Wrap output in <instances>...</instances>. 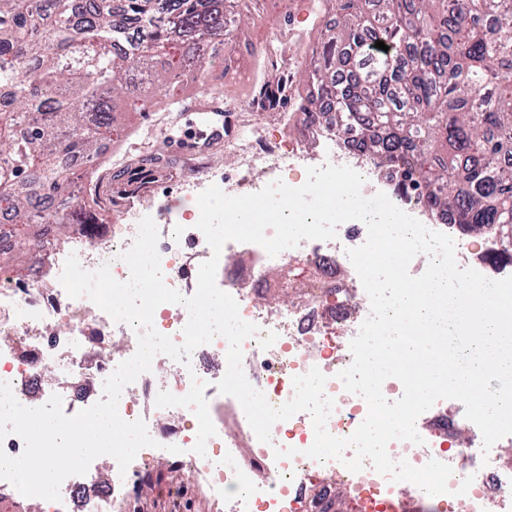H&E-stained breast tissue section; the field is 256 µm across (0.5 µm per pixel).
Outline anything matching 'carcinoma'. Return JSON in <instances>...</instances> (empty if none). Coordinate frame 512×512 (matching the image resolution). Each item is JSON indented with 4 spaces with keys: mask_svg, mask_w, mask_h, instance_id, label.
Masks as SVG:
<instances>
[{
    "mask_svg": "<svg viewBox=\"0 0 512 512\" xmlns=\"http://www.w3.org/2000/svg\"><path fill=\"white\" fill-rule=\"evenodd\" d=\"M334 2L305 112H336L335 136L358 133L396 189L512 249V177L500 171L512 137L491 135L512 130V0ZM240 25L218 0H124L119 15L112 0H0V209L19 247L46 248L43 223H82L61 157L92 158L122 134L115 95L152 103L129 74L177 106L187 59L207 83Z\"/></svg>",
    "mask_w": 512,
    "mask_h": 512,
    "instance_id": "carcinoma-1",
    "label": "carcinoma"
}]
</instances>
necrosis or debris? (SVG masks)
Returning a JSON list of instances; mask_svg holds the SVG:
<instances>
[{
  "mask_svg": "<svg viewBox=\"0 0 512 512\" xmlns=\"http://www.w3.org/2000/svg\"><path fill=\"white\" fill-rule=\"evenodd\" d=\"M230 121L233 134L229 144L238 153L239 178L225 187V194L258 192L271 182L288 180L290 171L302 166L295 145L261 136L245 115L231 116ZM330 149L337 153L340 164L364 176L365 197L384 193L429 230L457 234L458 225L449 223L446 216L432 215L419 202L397 193L385 172L375 163L361 160L351 140L331 144ZM143 216L138 210L125 224L73 225L65 244L34 255L24 265L0 271V382L11 384L22 405L39 407L57 394L64 414L75 415L102 399L104 379L136 352L135 329L114 321L89 298H69L59 276L66 258L74 254L85 270L106 264L114 278L126 280L129 269L120 255L131 247ZM152 218L159 232L157 251L166 284L183 296H192L199 266L211 256L204 234L193 218L175 224L158 211ZM366 239L365 224L349 220L339 225L335 239L303 240L274 257L259 245L229 242L221 251L216 273L225 292L236 300L241 318L276 335L266 350L257 338L244 341L242 367L249 382L278 406L293 397L295 377L319 368L328 377L325 394L334 402L326 428L340 438L350 436L368 413L364 398L346 392L337 378L338 372L350 366V342L371 314L370 307L355 302L364 288L346 255L347 249ZM459 256L493 280L504 278L506 267L512 266V254L491 234L482 242L462 244ZM293 259L306 263L312 272L308 294L277 313H269L260 299L284 289V282L272 272ZM227 346L223 337H216L197 348L187 366L157 355L150 372L124 388L118 405L124 420L145 421L154 446L141 449L126 472L111 468L105 484L98 487H90L79 476L66 478L61 499L49 502V512H110L142 491L145 475L158 460L188 466V481L201 484L211 496L225 498L229 512H335L336 489L323 479L329 472L340 476L348 492L364 502L368 512H400V483L372 466L354 473L342 461L320 463L305 456L314 440L308 413L275 423L270 442L259 441L239 402L216 391L215 372L227 367ZM195 378L206 384L204 396L216 429L202 456L193 451L198 431L193 410L155 405L159 391L185 395ZM463 425L473 439H480L478 427L467 424L463 405L440 400L430 408L428 417L416 422L422 444L394 441L388 453L393 460L403 459L415 467L433 459L450 465L449 491L440 495V502L449 505L460 498L467 505L466 512H512V476L456 445V432ZM171 444L179 446V453L168 452ZM278 448L294 449L295 454L276 458ZM468 476L473 479L471 486L466 493H459ZM316 480L321 486L315 492L311 485Z\"/></svg>",
  "mask_w": 512,
  "mask_h": 512,
  "instance_id": "1",
  "label": "necrosis or debris"
}]
</instances>
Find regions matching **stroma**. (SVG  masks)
<instances>
[{
	"label": "stroma",
	"instance_id": "obj_1",
	"mask_svg": "<svg viewBox=\"0 0 512 512\" xmlns=\"http://www.w3.org/2000/svg\"><path fill=\"white\" fill-rule=\"evenodd\" d=\"M262 8V20L248 25L247 36L260 46L281 34L291 36L298 55L291 66L282 67L269 53L236 55L230 69L216 67L224 96L212 103L206 114L198 110L199 102L207 98L205 90L187 77L179 80L183 105L176 112L168 111L162 102L141 112L125 99H115L125 133L112 142L107 158L96 170L77 169L74 181L75 195L93 207L100 222L126 223L129 211L141 208L162 209L173 222H181L193 207L185 195L186 183L195 175L189 166L193 160L206 162L207 173L214 180L234 179L236 158L222 145L228 111L252 113L268 138L298 141L307 155L317 153L315 143L302 139L298 107L304 94L301 73L320 37L323 17L312 0H263ZM278 76L286 79L287 91L276 110L256 111L260 86ZM138 155H153L157 161L140 165L134 161ZM136 186L144 188L145 195L133 200L129 191ZM155 470L159 480L136 497L132 512H224L223 501L196 494L180 497L183 473L164 463L156 464Z\"/></svg>",
	"mask_w": 512,
	"mask_h": 512
}]
</instances>
